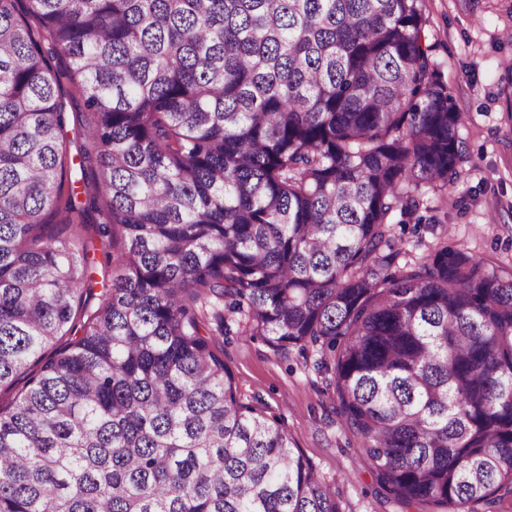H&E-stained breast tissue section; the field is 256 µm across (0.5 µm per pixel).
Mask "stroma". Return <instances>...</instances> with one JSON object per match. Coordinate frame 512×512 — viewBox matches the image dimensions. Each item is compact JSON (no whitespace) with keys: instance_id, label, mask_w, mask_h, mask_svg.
Masks as SVG:
<instances>
[{"instance_id":"obj_1","label":"stroma","mask_w":512,"mask_h":512,"mask_svg":"<svg viewBox=\"0 0 512 512\" xmlns=\"http://www.w3.org/2000/svg\"><path fill=\"white\" fill-rule=\"evenodd\" d=\"M426 33L444 81L462 115L463 162L455 190L427 193L434 224L404 236L409 255L440 243L465 249L503 272L512 271V112L505 68L512 64V0H422ZM100 213L87 216L92 281L81 309L94 311L103 284L119 274L97 234ZM219 339L242 403L276 417L291 442L341 501L344 512H418L377 494L360 460L361 440L336 414V397L317 368V349L279 348L250 335L240 315L225 314Z\"/></svg>"}]
</instances>
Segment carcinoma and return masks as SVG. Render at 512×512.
I'll use <instances>...</instances> for the list:
<instances>
[{"label": "carcinoma", "instance_id": "1", "mask_svg": "<svg viewBox=\"0 0 512 512\" xmlns=\"http://www.w3.org/2000/svg\"><path fill=\"white\" fill-rule=\"evenodd\" d=\"M422 0H0V512H343L237 398L224 310L320 361L376 491L427 512L512 496V272L394 225L456 187ZM69 59L100 177L73 163ZM124 233L91 313L87 246ZM71 340L52 356L45 351ZM52 67L61 74V98L65 103L67 110V125L65 128V136L70 143L69 148L73 154H76V149L86 145L90 148L82 135V123L84 122L86 111L84 108V97L75 88L73 84L67 79V63L66 60L59 55L50 57Z\"/></svg>", "mask_w": 512, "mask_h": 512}]
</instances>
